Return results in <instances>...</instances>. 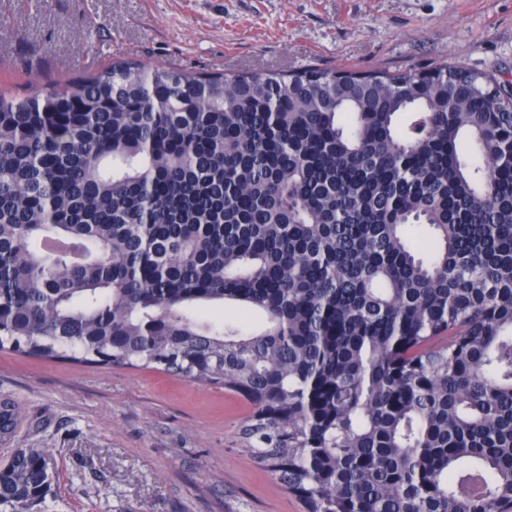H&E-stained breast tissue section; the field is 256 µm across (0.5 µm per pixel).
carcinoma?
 <instances>
[{"label": "carcinoma", "mask_w": 512, "mask_h": 512, "mask_svg": "<svg viewBox=\"0 0 512 512\" xmlns=\"http://www.w3.org/2000/svg\"><path fill=\"white\" fill-rule=\"evenodd\" d=\"M511 141L505 87L448 65L117 59L0 91V349L238 394L244 444L306 512H495L512 503ZM16 420L1 400L0 444ZM52 478L48 449H12L0 512H31Z\"/></svg>", "instance_id": "1"}]
</instances>
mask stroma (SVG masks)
Wrapping results in <instances>:
<instances>
[{
  "label": "stroma",
  "instance_id": "35a3bbf8",
  "mask_svg": "<svg viewBox=\"0 0 512 512\" xmlns=\"http://www.w3.org/2000/svg\"><path fill=\"white\" fill-rule=\"evenodd\" d=\"M203 72H397L512 83V0H0V87H61L113 57ZM10 448L53 453L34 512H303L242 443L251 407L153 369L0 351ZM17 407L10 400L0 401V444L8 441L14 431L17 420Z\"/></svg>",
  "mask_w": 512,
  "mask_h": 512
}]
</instances>
